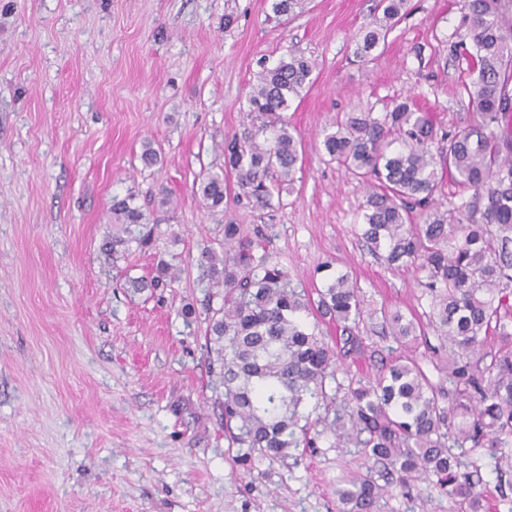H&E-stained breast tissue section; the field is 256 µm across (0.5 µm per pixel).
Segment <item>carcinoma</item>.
Here are the masks:
<instances>
[{
	"instance_id": "1",
	"label": "carcinoma",
	"mask_w": 512,
	"mask_h": 512,
	"mask_svg": "<svg viewBox=\"0 0 512 512\" xmlns=\"http://www.w3.org/2000/svg\"><path fill=\"white\" fill-rule=\"evenodd\" d=\"M406 5L379 0L381 14L356 43V57L370 60ZM461 14L465 35L451 51L467 62L473 122L440 133L404 98L380 116L344 114L321 140L330 159L370 182L360 238L388 266L422 274V294L430 297L426 321L397 309L365 310L360 288L345 274L329 279L312 304L289 285L286 271L256 253L259 244L239 224L224 225V252L207 247L198 264L200 280L224 288L221 307H207L206 335L232 444L262 459L285 458L320 425L317 434L332 433L336 446L361 449L380 469L339 481L340 512H380L390 486L405 491L433 477L454 512H487V490L476 476L487 459L496 471L512 464V0H461ZM313 70V62L292 52L262 68L242 130L224 139V170L199 182L207 209L224 208L226 172L235 177L237 198L259 209L292 188L302 157L287 110ZM438 140L444 145L436 155ZM443 173L473 191L467 206H439ZM134 199L112 197L104 250L114 264L153 243L150 215ZM177 279V267L161 259L150 279L128 283L141 290ZM315 311L341 329L346 356L365 353L359 323L380 315L399 356L343 385L338 354L303 320ZM332 382L346 389L347 411L309 421L300 408L327 402Z\"/></svg>"
}]
</instances>
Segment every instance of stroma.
<instances>
[{"instance_id": "obj_1", "label": "stroma", "mask_w": 512, "mask_h": 512, "mask_svg": "<svg viewBox=\"0 0 512 512\" xmlns=\"http://www.w3.org/2000/svg\"><path fill=\"white\" fill-rule=\"evenodd\" d=\"M272 0H0V512H339L336 486L369 465L331 435L250 470L229 447L208 369L197 279L224 225L261 236L292 287L330 272L357 281L365 310L428 311L413 269H393L358 236L369 185L323 154L321 133L346 112H385L407 96L443 130L476 115L464 90L459 0H410L369 62L355 44L376 0H303L290 20ZM315 69L287 111L304 163L280 204L229 201L209 212L199 179L224 164L261 65L288 51ZM151 144L160 160L143 167ZM170 205L152 248L118 265L100 252L113 196ZM180 267L155 297L124 285L158 260ZM378 321L368 353L338 379L391 353ZM380 512H453L431 482Z\"/></svg>"}]
</instances>
